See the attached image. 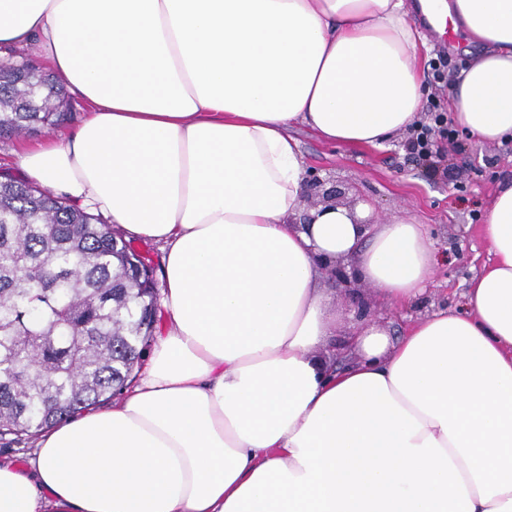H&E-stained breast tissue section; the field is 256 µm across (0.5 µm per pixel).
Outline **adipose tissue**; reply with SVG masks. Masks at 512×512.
I'll list each match as a JSON object with an SVG mask.
<instances>
[{
  "instance_id": "adipose-tissue-1",
  "label": "adipose tissue",
  "mask_w": 512,
  "mask_h": 512,
  "mask_svg": "<svg viewBox=\"0 0 512 512\" xmlns=\"http://www.w3.org/2000/svg\"><path fill=\"white\" fill-rule=\"evenodd\" d=\"M474 53L454 126L512 137V0H419ZM407 0H0V56L50 71L83 122L18 155L21 173L161 244L167 328L111 405L0 461V512H512V182L487 209L493 259L462 308L397 341L336 311L321 260L388 304L436 264L422 225L304 192L294 126L346 146L405 132L421 108Z\"/></svg>"
}]
</instances>
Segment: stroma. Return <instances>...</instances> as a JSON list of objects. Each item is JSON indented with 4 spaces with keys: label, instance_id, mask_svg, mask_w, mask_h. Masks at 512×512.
<instances>
[{
    "label": "stroma",
    "instance_id": "obj_1",
    "mask_svg": "<svg viewBox=\"0 0 512 512\" xmlns=\"http://www.w3.org/2000/svg\"><path fill=\"white\" fill-rule=\"evenodd\" d=\"M422 32L418 58L425 95L420 121L426 124L432 113L447 111L449 87L470 56L458 38H437L429 26ZM83 118L76 105L55 131L0 138V173L17 174L14 152L21 145L71 131ZM296 137L305 170L315 171L325 187H338L345 200L370 205L373 222L399 215L424 224L440 256L425 295L404 310L378 304L370 285L348 291L323 271V285L338 315L331 343L342 344L365 317L381 321L395 338L411 320L462 301L470 280L490 257L482 228L489 200L502 181L512 178V140L489 145L462 135L456 148L443 141L432 157L424 158L413 151L407 133L376 147L326 143L302 128Z\"/></svg>",
    "mask_w": 512,
    "mask_h": 512
}]
</instances>
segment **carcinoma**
Instances as JSON below:
<instances>
[{
    "mask_svg": "<svg viewBox=\"0 0 512 512\" xmlns=\"http://www.w3.org/2000/svg\"><path fill=\"white\" fill-rule=\"evenodd\" d=\"M65 94L24 57L0 63V135L64 120ZM101 217L0 175V437H32L121 394L152 336L157 291Z\"/></svg>",
    "mask_w": 512,
    "mask_h": 512,
    "instance_id": "carcinoma-1",
    "label": "carcinoma"
}]
</instances>
